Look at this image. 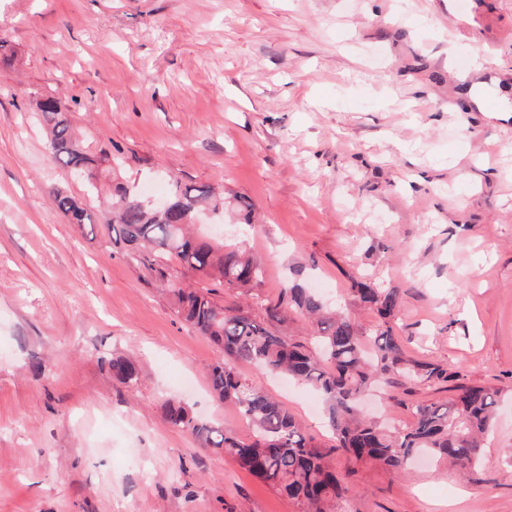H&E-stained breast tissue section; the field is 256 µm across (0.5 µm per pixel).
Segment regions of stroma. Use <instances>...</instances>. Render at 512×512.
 Returning a JSON list of instances; mask_svg holds the SVG:
<instances>
[{
	"instance_id": "35a3bbf8",
	"label": "stroma",
	"mask_w": 512,
	"mask_h": 512,
	"mask_svg": "<svg viewBox=\"0 0 512 512\" xmlns=\"http://www.w3.org/2000/svg\"><path fill=\"white\" fill-rule=\"evenodd\" d=\"M469 2L464 17L458 0H0V512H296L167 423L179 400L252 436L210 393L222 352L107 234L69 224L56 187L97 216L118 183L212 187L224 211L201 222L262 278L249 293L174 261L176 279L293 342L307 323L264 301L292 280L371 332L381 318L348 293L367 279L399 292L389 324L408 356L470 383L512 376V0ZM478 61L491 73L475 93L500 113L460 95L454 73ZM48 97L90 154L118 158L95 186L51 158L36 118ZM115 355L138 364L137 386L113 381ZM238 369L332 446L312 391ZM394 390L400 404L366 408L401 427L413 402L451 396ZM510 448L507 395L472 480L442 464L367 467L333 510L512 512Z\"/></svg>"
}]
</instances>
